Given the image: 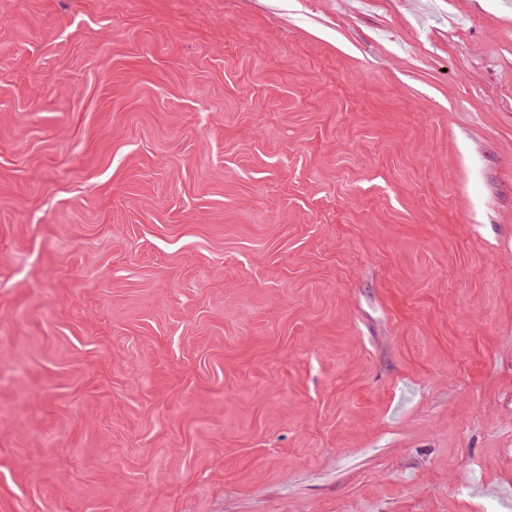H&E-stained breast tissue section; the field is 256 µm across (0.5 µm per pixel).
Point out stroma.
<instances>
[{"label": "stroma", "mask_w": 512, "mask_h": 512, "mask_svg": "<svg viewBox=\"0 0 512 512\" xmlns=\"http://www.w3.org/2000/svg\"><path fill=\"white\" fill-rule=\"evenodd\" d=\"M0 512H512V0H0Z\"/></svg>", "instance_id": "stroma-1"}]
</instances>
